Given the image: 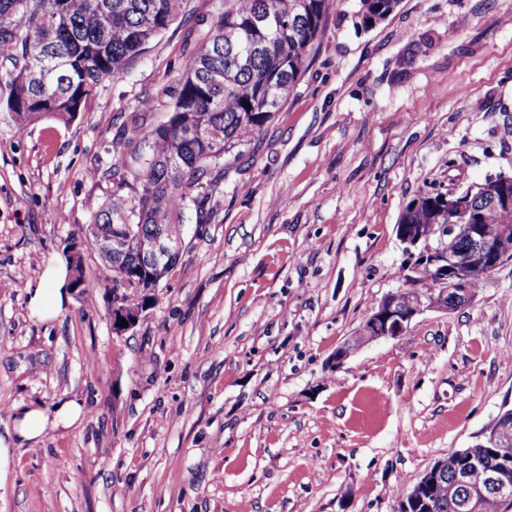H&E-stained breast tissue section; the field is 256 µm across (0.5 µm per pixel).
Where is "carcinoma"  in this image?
Listing matches in <instances>:
<instances>
[{
  "instance_id": "obj_1",
  "label": "carcinoma",
  "mask_w": 512,
  "mask_h": 512,
  "mask_svg": "<svg viewBox=\"0 0 512 512\" xmlns=\"http://www.w3.org/2000/svg\"><path fill=\"white\" fill-rule=\"evenodd\" d=\"M327 0H224L209 40L189 58L168 120L136 127L151 142L125 200L110 194L88 229L102 261L120 255L127 313L143 311L179 260L152 262L143 244L156 233L178 240L190 212L201 218L224 175V156L242 133L263 127L296 83L320 29ZM183 0H0V77L10 87L6 108L28 126L49 118L71 123L100 86L128 70L177 19ZM397 0H361L362 21L387 16ZM512 187L497 180L486 189L436 193L408 203L401 223L456 224L458 248H469L472 225H484L512 259V211L501 205ZM492 467L509 461L512 447L477 448ZM465 458L444 457L431 490L435 512H456L453 487ZM483 512H512V498L490 496Z\"/></svg>"
}]
</instances>
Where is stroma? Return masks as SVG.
<instances>
[{
  "label": "stroma",
  "mask_w": 512,
  "mask_h": 512,
  "mask_svg": "<svg viewBox=\"0 0 512 512\" xmlns=\"http://www.w3.org/2000/svg\"><path fill=\"white\" fill-rule=\"evenodd\" d=\"M328 0L304 71L227 154L154 304L113 333L112 272L83 228L169 118L220 0H184L70 124L0 108V435L18 410L83 408L14 440L0 512H395L425 470L512 407V261L472 304L331 358L405 285L396 228L421 195L512 175V0H397L372 26ZM79 248L54 318L30 290Z\"/></svg>",
  "instance_id": "stroma-1"
}]
</instances>
